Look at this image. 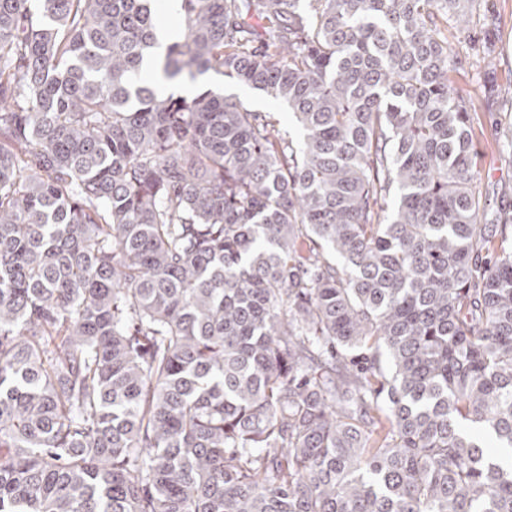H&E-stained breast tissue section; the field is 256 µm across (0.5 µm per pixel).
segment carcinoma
Instances as JSON below:
<instances>
[{"instance_id":"carcinoma-1","label":"carcinoma","mask_w":512,"mask_h":512,"mask_svg":"<svg viewBox=\"0 0 512 512\" xmlns=\"http://www.w3.org/2000/svg\"><path fill=\"white\" fill-rule=\"evenodd\" d=\"M39 2L0 0V512H512L475 0H174L161 57L154 0ZM175 84L182 88L192 87V90H189L188 92L178 93L189 98L205 90L225 94V88H233L236 90L233 94L237 95L244 106L259 112L274 113L279 122L278 128H280L282 132H286L289 138L293 141H298L299 139V128L292 115L288 112V109L258 91L245 89L236 85L228 78H224L221 74L209 72L205 75L199 76L194 82H176ZM234 86H238L240 88Z\"/></svg>"}]
</instances>
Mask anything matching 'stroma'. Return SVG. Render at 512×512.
Instances as JSON below:
<instances>
[{
    "mask_svg": "<svg viewBox=\"0 0 512 512\" xmlns=\"http://www.w3.org/2000/svg\"><path fill=\"white\" fill-rule=\"evenodd\" d=\"M448 41L464 59L451 75L452 85L474 105L475 148L482 174L478 191L493 217L503 202L512 203V154L499 151L495 144L512 103L484 97L483 86L491 80L512 89V0H481L466 28H449Z\"/></svg>",
    "mask_w": 512,
    "mask_h": 512,
    "instance_id": "1",
    "label": "stroma"
}]
</instances>
